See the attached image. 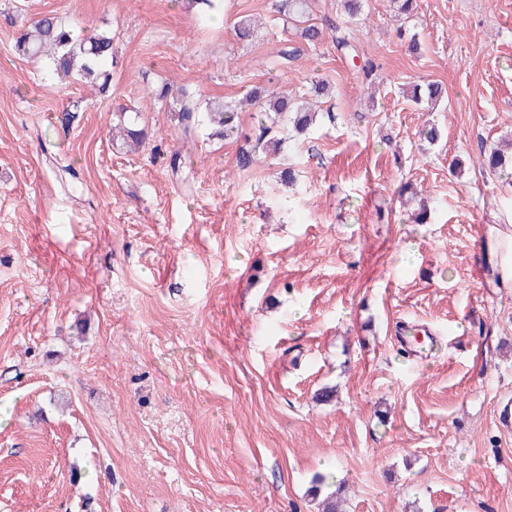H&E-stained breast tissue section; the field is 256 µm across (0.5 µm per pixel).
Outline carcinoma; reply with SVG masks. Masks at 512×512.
Listing matches in <instances>:
<instances>
[{"label": "carcinoma", "instance_id": "obj_1", "mask_svg": "<svg viewBox=\"0 0 512 512\" xmlns=\"http://www.w3.org/2000/svg\"><path fill=\"white\" fill-rule=\"evenodd\" d=\"M312 0H275L278 13L297 22L301 43L313 45L324 36L323 29L307 23ZM336 47L354 57L358 56L352 44L346 24L332 26ZM18 55L34 60H45L58 76L73 75L98 81V92L105 96L110 91V72L105 63L114 59L112 34L93 30L81 35L74 34L71 27L54 14H44L29 29L20 32L15 41ZM302 49L296 45L282 46L275 56L273 64L286 69L288 64L301 55ZM444 95V88L437 82L426 85L425 93L413 92L417 104L428 107L436 104ZM153 99L164 104L174 116L177 126L185 139L193 138L200 129L209 127L214 135L222 138L239 133L238 113L234 105L224 103V99L212 97L201 100L188 91L181 89L174 93L165 84L153 91ZM242 102L251 104L261 113L258 124L259 134L254 143L239 150L237 167L246 169L254 163L258 154L277 155L284 149L285 129L292 128L302 134L316 124L317 113L309 112L304 105L294 99L290 93H264L252 89L245 93ZM117 130L124 144L136 149L149 140L148 127L139 123L140 114L130 116L121 108L113 113ZM486 162L482 168L489 169L492 175L505 174L504 158L501 149L495 146L483 153Z\"/></svg>", "mask_w": 512, "mask_h": 512}]
</instances>
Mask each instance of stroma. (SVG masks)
<instances>
[{
  "label": "stroma",
  "instance_id": "stroma-1",
  "mask_svg": "<svg viewBox=\"0 0 512 512\" xmlns=\"http://www.w3.org/2000/svg\"><path fill=\"white\" fill-rule=\"evenodd\" d=\"M0 10V512H318V473L346 512H512V183L479 166L512 144V0H361L357 57L328 33L284 71L271 0ZM46 13L112 33L109 97L16 54ZM322 79L309 135L245 170L255 108L186 142L151 97ZM121 107L158 151L113 145ZM405 322L440 347L407 357Z\"/></svg>",
  "mask_w": 512,
  "mask_h": 512
}]
</instances>
